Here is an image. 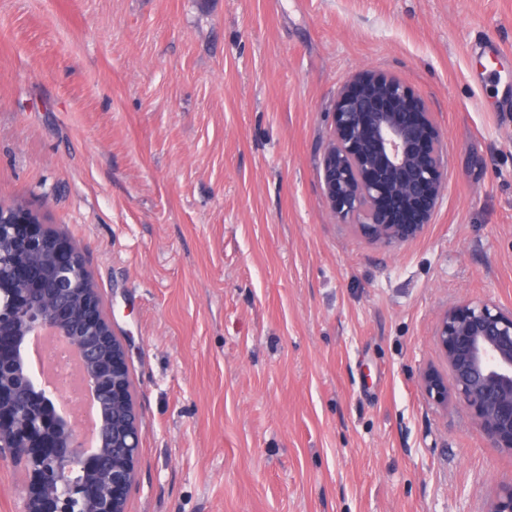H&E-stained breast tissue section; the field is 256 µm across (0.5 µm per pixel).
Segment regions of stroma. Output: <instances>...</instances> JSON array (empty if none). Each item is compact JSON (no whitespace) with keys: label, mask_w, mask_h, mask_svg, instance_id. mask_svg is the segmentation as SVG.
<instances>
[{"label":"stroma","mask_w":512,"mask_h":512,"mask_svg":"<svg viewBox=\"0 0 512 512\" xmlns=\"http://www.w3.org/2000/svg\"><path fill=\"white\" fill-rule=\"evenodd\" d=\"M373 71L448 157L391 245L320 167ZM0 201L82 248L126 347L125 512H486L512 483L420 388L446 311H512V0H0Z\"/></svg>","instance_id":"stroma-1"}]
</instances>
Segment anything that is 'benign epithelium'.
Masks as SVG:
<instances>
[{"label":"benign epithelium","mask_w":512,"mask_h":512,"mask_svg":"<svg viewBox=\"0 0 512 512\" xmlns=\"http://www.w3.org/2000/svg\"><path fill=\"white\" fill-rule=\"evenodd\" d=\"M331 126L321 166L334 216L386 245L417 235L445 190L448 165L421 98L400 79L369 73L340 92ZM0 288L16 297L0 322V336L12 343L10 361L0 365V455L28 472L24 512H62L70 499L77 512H123L139 419L126 348L103 315L84 253L64 235L19 229L1 202ZM39 336L56 337L80 360L99 417L92 445L62 395L30 365L28 347ZM436 343L451 380L424 371L425 395L443 405L459 400L493 445L512 450V311L491 302L455 306L439 319ZM487 512H512V483Z\"/></svg>","instance_id":"benign-epithelium-1"}]
</instances>
